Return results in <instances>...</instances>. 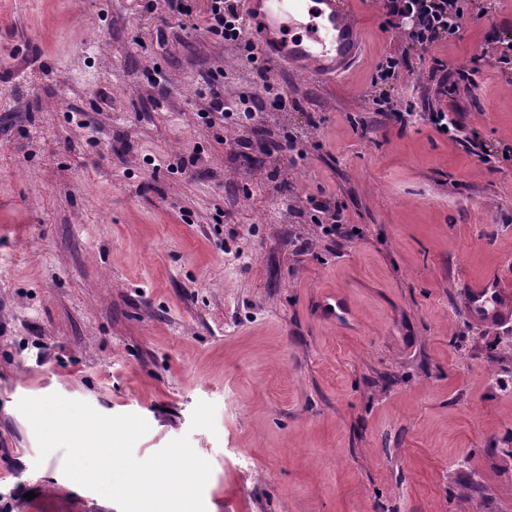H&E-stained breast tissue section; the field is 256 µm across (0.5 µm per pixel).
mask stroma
<instances>
[{
    "label": "stroma",
    "instance_id": "obj_1",
    "mask_svg": "<svg viewBox=\"0 0 512 512\" xmlns=\"http://www.w3.org/2000/svg\"><path fill=\"white\" fill-rule=\"evenodd\" d=\"M349 2L357 67L265 87L232 43L159 44L138 0H0V512H120L63 451L39 459L17 405L52 393L143 417L140 460L189 437L206 512H512V323L464 306L512 281V64L482 59L512 0H469L431 48L477 66L446 95L375 0ZM389 55L404 126L370 97ZM219 68L261 121L202 125ZM446 105L489 161L422 119ZM327 289L354 328L315 316ZM400 69L401 62L399 58L386 56L376 67V74L372 79V86L377 87L379 84L385 85L389 81L396 79L400 74Z\"/></svg>",
    "mask_w": 512,
    "mask_h": 512
}]
</instances>
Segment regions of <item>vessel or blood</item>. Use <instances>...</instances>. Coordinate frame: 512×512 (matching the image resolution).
<instances>
[{"mask_svg": "<svg viewBox=\"0 0 512 512\" xmlns=\"http://www.w3.org/2000/svg\"><path fill=\"white\" fill-rule=\"evenodd\" d=\"M244 30L273 68L288 67L320 79H338L361 59L362 32L347 0H244ZM472 318L485 326L512 322V290L495 277L467 291ZM316 312L338 327L355 325L348 301L327 292Z\"/></svg>", "mask_w": 512, "mask_h": 512, "instance_id": "1", "label": "vessel or blood"}]
</instances>
